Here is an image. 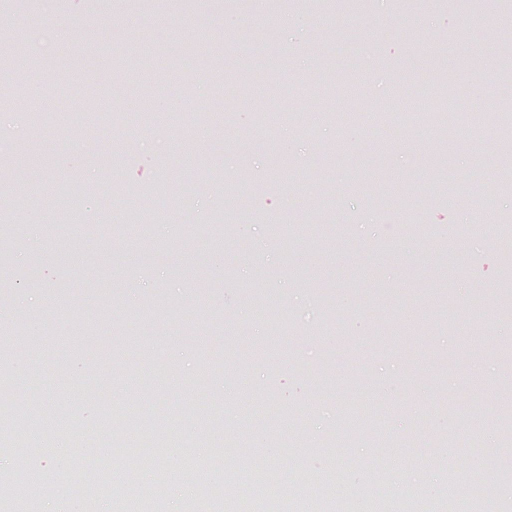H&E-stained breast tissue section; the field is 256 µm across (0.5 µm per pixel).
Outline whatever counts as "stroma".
Here are the masks:
<instances>
[{
  "instance_id": "35a3bbf8",
  "label": "stroma",
  "mask_w": 512,
  "mask_h": 512,
  "mask_svg": "<svg viewBox=\"0 0 512 512\" xmlns=\"http://www.w3.org/2000/svg\"><path fill=\"white\" fill-rule=\"evenodd\" d=\"M3 24L66 38L18 56L34 80L0 100V334L20 341L0 423L29 450L0 451V482L22 466L71 492L84 449L107 430L128 440L122 411L151 403L150 424L174 433L141 447L155 464L138 494L164 487L159 512H187L185 469L211 486L208 452L230 432L253 450L250 478L336 461L359 497L375 450L341 426L364 415L422 475L384 471L397 506L457 497L452 470L512 472V112L497 104L512 0H0ZM191 44L205 72L184 62ZM120 67L156 71L151 114ZM158 197L153 223H131ZM60 198L81 200L82 219ZM270 408L272 440L253 422Z\"/></svg>"
}]
</instances>
